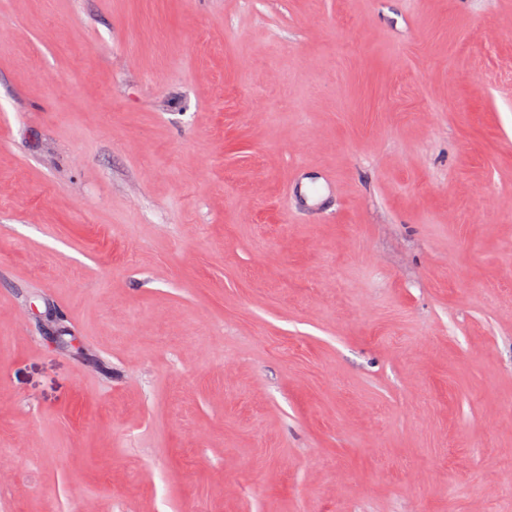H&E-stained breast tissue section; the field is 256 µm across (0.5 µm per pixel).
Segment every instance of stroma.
Instances as JSON below:
<instances>
[{"label": "stroma", "mask_w": 512, "mask_h": 512, "mask_svg": "<svg viewBox=\"0 0 512 512\" xmlns=\"http://www.w3.org/2000/svg\"><path fill=\"white\" fill-rule=\"evenodd\" d=\"M0 512H512V0H0Z\"/></svg>", "instance_id": "obj_1"}]
</instances>
